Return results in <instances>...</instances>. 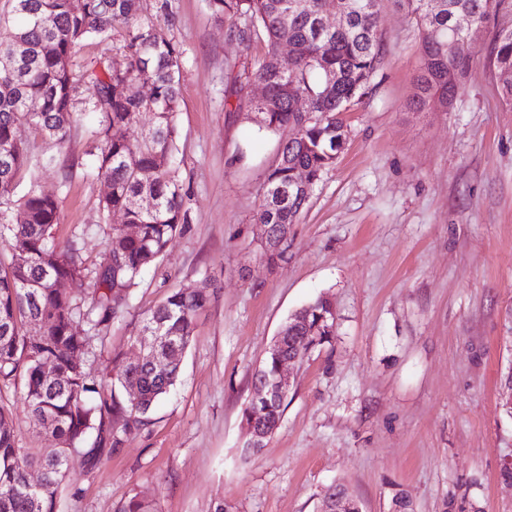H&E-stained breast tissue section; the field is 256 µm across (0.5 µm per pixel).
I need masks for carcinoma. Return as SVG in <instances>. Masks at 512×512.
<instances>
[{"label":"carcinoma","instance_id":"cac0c4a2","mask_svg":"<svg viewBox=\"0 0 512 512\" xmlns=\"http://www.w3.org/2000/svg\"><path fill=\"white\" fill-rule=\"evenodd\" d=\"M0 12V380L22 381L26 415L56 443L53 448H21L14 436V416L0 407V512H58L61 486L77 464L95 469L121 444L120 430L147 422L154 405L176 385L181 358L195 321L208 303L211 284L191 292L172 290L144 314L138 336L161 338L140 363L112 348V370L94 376L85 356L94 341L105 343L112 318L127 304L142 272L172 244L188 210L172 160L177 150L176 116L180 111L179 48L165 35L169 0H156V13L145 16L141 0H8ZM379 0H208L227 37L242 42L261 39L266 52L234 80L236 111L253 112L260 129L286 135L268 168L254 215L257 224L286 243L262 245L271 266L288 253L292 227L298 223L313 187L336 161L344 144L341 114L361 102L383 56ZM422 36L416 78L420 108H448V69L463 75L473 54H460L462 33L454 18L467 14L484 31L499 0H401ZM344 9L347 23L330 29L323 13ZM120 34L125 68L114 70L99 59L74 61L86 40L106 43ZM296 45L288 61L284 43ZM493 65L503 99L512 104V31L494 37ZM339 74L331 83L327 74ZM150 81L152 95L134 87ZM262 82L267 96H249L250 82ZM93 87L91 111L101 116L96 132L93 171L109 181L100 200L104 215H123L137 227L129 235L110 228L100 263L88 266L75 242L55 240L59 202L31 182L23 191L27 134H39L59 149L68 142L80 89ZM38 104L39 111H29ZM149 112V127L137 130ZM305 172L309 186L297 178ZM65 280L70 290L55 287ZM309 326H283L252 376V384L273 378L279 357L308 355L305 336L316 346L335 336L332 303L324 296L305 306ZM86 329L77 331L78 324ZM172 358L163 368L157 358ZM288 400L249 398L242 418L258 432L257 448L277 428ZM42 481L28 479L30 469Z\"/></svg>","mask_w":512,"mask_h":512}]
</instances>
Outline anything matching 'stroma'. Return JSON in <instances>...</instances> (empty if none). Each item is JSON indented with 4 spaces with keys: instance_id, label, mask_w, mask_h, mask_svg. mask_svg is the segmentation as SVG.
<instances>
[{
    "instance_id": "stroma-1",
    "label": "stroma",
    "mask_w": 512,
    "mask_h": 512,
    "mask_svg": "<svg viewBox=\"0 0 512 512\" xmlns=\"http://www.w3.org/2000/svg\"><path fill=\"white\" fill-rule=\"evenodd\" d=\"M164 31L181 51L176 168L189 213L93 345L133 354L142 315L175 288L210 281L176 390L123 434L96 469L71 472L60 512H118L131 496L155 512H318L346 487L363 512H512V106L491 63L512 29V0L491 19L445 111L417 109L421 34L382 0L384 59L317 184L286 259L269 267L253 222L281 136L226 110L224 91L265 44L229 39L205 0H169ZM100 117L79 116L64 151L27 137L23 181L59 199L57 239L99 262L110 225L89 171ZM331 299L336 334L291 367L282 420L264 448L242 410L251 377L288 315ZM22 448L50 440L26 418L17 382H0Z\"/></svg>"
}]
</instances>
